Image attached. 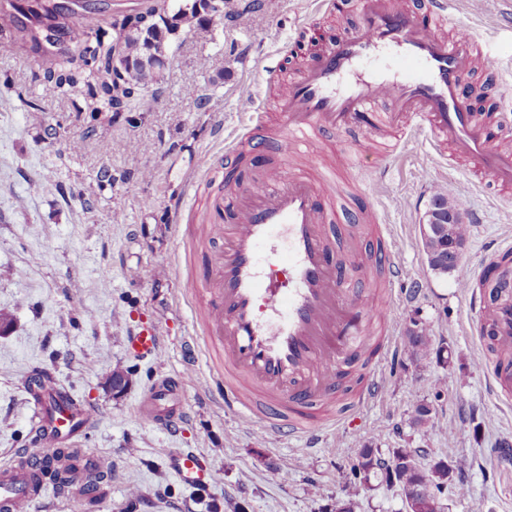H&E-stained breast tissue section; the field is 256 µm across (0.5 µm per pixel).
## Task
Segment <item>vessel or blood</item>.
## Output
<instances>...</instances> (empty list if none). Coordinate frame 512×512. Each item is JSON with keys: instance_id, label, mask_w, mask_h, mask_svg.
I'll return each instance as SVG.
<instances>
[{"instance_id": "1", "label": "vessel or blood", "mask_w": 512, "mask_h": 512, "mask_svg": "<svg viewBox=\"0 0 512 512\" xmlns=\"http://www.w3.org/2000/svg\"><path fill=\"white\" fill-rule=\"evenodd\" d=\"M455 0H427L424 11L393 8L390 0H363L358 24L333 38L302 68L297 79L279 84L282 131L275 143L281 155L299 154L304 165L258 170L254 187H237V205L225 211L215 203L202 233L224 244L220 254H204L190 283L192 303L207 336L222 351L219 383L224 407L265 433H289L316 448L329 433L346 427L348 417L333 414L351 369L374 356L366 328L389 320L388 303L365 308L348 288V271L332 265L329 227L340 192L335 170H321L323 137L356 131L371 137L378 124L415 131L428 129L467 157L479 175L512 186V152L492 146L512 117L493 124L478 121L466 105V90L479 50L466 25L445 40L438 34L450 22ZM247 127L223 154L198 157L195 171L208 178L223 157L262 149ZM380 264L388 283L405 272L394 247L383 248ZM459 282L480 339L496 350L512 351V278H502V295L483 291L484 268L460 264ZM130 354L156 356L157 331L147 325L126 338ZM493 390L512 401V367L492 370ZM186 375L152 380L140 404L145 420L176 431L186 419L182 398ZM22 384L33 409L31 445L60 446L85 437L99 414L75 397L61 404L49 398L55 375L45 368L24 372ZM181 481L212 479L208 460L194 452L177 456ZM71 489L38 479L33 465L0 467V512H22L48 494Z\"/></svg>"}]
</instances>
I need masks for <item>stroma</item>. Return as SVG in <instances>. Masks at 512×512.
I'll return each instance as SVG.
<instances>
[{"mask_svg":"<svg viewBox=\"0 0 512 512\" xmlns=\"http://www.w3.org/2000/svg\"><path fill=\"white\" fill-rule=\"evenodd\" d=\"M503 2L457 0L455 8L487 51L471 72L468 100L483 114L512 104V14ZM361 7V0L338 12L316 10L313 0H262L243 22L198 28L173 47L158 92L119 114L75 111L35 82L29 44L0 45V75L39 104L28 111L0 91V311L13 316L0 335V465L28 443L21 374L41 365L99 412L75 445L112 475L94 496L49 497L32 512H336L350 499L355 512H402L399 487L382 476L352 487L351 468L366 446L420 449L425 468L464 459L470 491L446 490L442 512H512V462L494 455L512 438V406L492 392L494 357L471 328L455 274L433 273L422 244L433 183L452 182L463 215L480 214L461 254L475 267L487 246L512 242V198L464 158H450L448 147H434L427 131L399 141L386 131L364 142L352 132L324 140L325 165L343 167L358 142L368 162L386 166L382 181L364 172L343 185L348 202L337 231L367 242L372 223L388 225L408 272L394 287L392 328L369 326L370 338L390 334L393 353L379 371L381 394L358 411L355 428L307 452L300 439L265 434L205 393L220 362L186 302L188 281L212 247L200 231L206 202L220 195L229 208L235 200L224 196L223 181L196 179L195 161L218 137L238 133L239 100L251 93L264 112L262 134L273 138L277 87L267 67L288 81L319 40L357 22ZM191 88L206 106L188 96ZM146 168L152 179L141 178ZM105 170L111 181H100ZM176 199L188 203L177 224L168 212ZM163 265L170 273H160ZM143 323L162 337L159 354L146 360L125 349L130 328ZM418 329L434 351L414 360L407 336ZM127 367L126 388L113 392L107 374ZM175 372L187 375L189 416L172 434L142 418L138 399L153 377ZM423 402L433 425L421 433L410 417ZM186 450L207 458L212 481L193 487L179 479L172 460Z\"/></svg>","mask_w":512,"mask_h":512,"instance_id":"35a3bbf8","label":"stroma"}]
</instances>
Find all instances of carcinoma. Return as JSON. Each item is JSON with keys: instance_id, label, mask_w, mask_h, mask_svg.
Instances as JSON below:
<instances>
[{"instance_id": "cac0c4a2", "label": "carcinoma", "mask_w": 512, "mask_h": 512, "mask_svg": "<svg viewBox=\"0 0 512 512\" xmlns=\"http://www.w3.org/2000/svg\"><path fill=\"white\" fill-rule=\"evenodd\" d=\"M158 9L159 5L149 4L142 9L121 11L105 23L107 8L94 3L73 14L65 11L58 0H31L23 10L14 0H0V36L31 43L41 57L35 79L65 95L75 111L94 114L106 105L116 112H129L136 104L132 93L143 84L160 81V68L179 31H191L208 21L201 14L204 0H186L169 20L155 16ZM431 349L432 339L424 331L409 334L408 352L412 358L426 356ZM430 421L431 408L418 404L413 426L423 431ZM417 457L411 448H394L384 458L379 449L365 447L354 477L365 484L375 474H391L403 497L421 489L420 512H438L436 498L448 486V470H435L432 483L423 485L414 467ZM74 458L73 449L58 447L36 461L35 467L49 479L65 482L76 467L63 468L60 463ZM83 482L84 492L90 494L108 482V475L90 468L85 470Z\"/></svg>"}]
</instances>
